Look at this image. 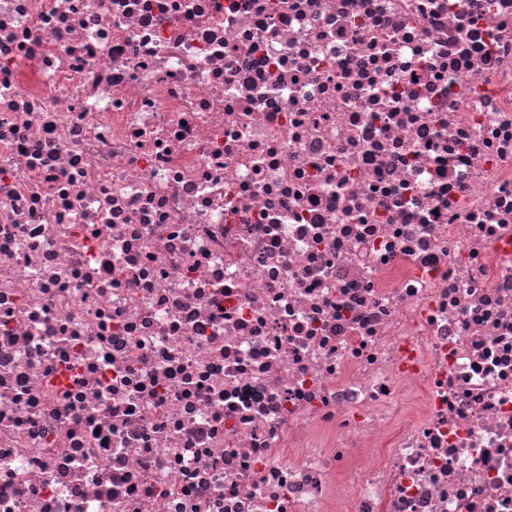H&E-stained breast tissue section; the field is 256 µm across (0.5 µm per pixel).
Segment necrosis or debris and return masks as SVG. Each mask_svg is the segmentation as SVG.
Listing matches in <instances>:
<instances>
[{
    "label": "necrosis or debris",
    "instance_id": "necrosis-or-debris-1",
    "mask_svg": "<svg viewBox=\"0 0 512 512\" xmlns=\"http://www.w3.org/2000/svg\"><path fill=\"white\" fill-rule=\"evenodd\" d=\"M0 512H512V0H0Z\"/></svg>",
    "mask_w": 512,
    "mask_h": 512
}]
</instances>
